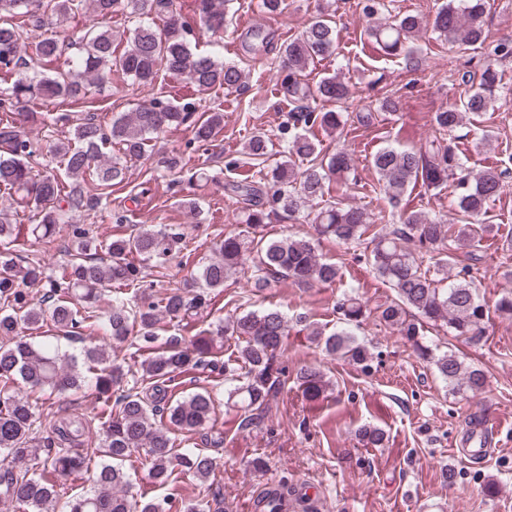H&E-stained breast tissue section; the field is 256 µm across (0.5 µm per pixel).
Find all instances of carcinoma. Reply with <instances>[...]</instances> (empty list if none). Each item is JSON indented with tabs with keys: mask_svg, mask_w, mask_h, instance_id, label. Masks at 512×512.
I'll return each mask as SVG.
<instances>
[{
	"mask_svg": "<svg viewBox=\"0 0 512 512\" xmlns=\"http://www.w3.org/2000/svg\"><path fill=\"white\" fill-rule=\"evenodd\" d=\"M195 2L199 20L208 30H226L233 0ZM89 8L104 20L125 12L135 18L124 52L116 53L112 27L92 26L83 33L79 53L68 69L21 71L28 58L44 65L64 52L57 34L44 31L50 18L62 22ZM381 8V0L362 2L367 19L364 35L373 48L391 56L414 52L413 41L424 30L423 20L405 14L378 22ZM486 12L487 0H444L432 22L438 38L482 50L492 59L479 74L469 70L461 74L460 84L470 90L465 98L434 113L433 125L440 134L461 126L467 114L480 117L495 110L500 100L502 74L494 62L512 59V40L489 39ZM18 15L27 17L26 26L14 23ZM158 19L163 26H157ZM190 32L176 0H0V71L18 75L8 97L0 98V187L19 194L40 217L36 224L17 225L0 216V337L7 339L0 345V497L27 506L28 512H51L49 505L57 491L43 479V472L69 477L88 468L96 457L93 487L68 500L67 512H211L201 500L176 504L170 497L128 495L122 465L140 453L150 464L149 477L160 485L168 484L177 472L208 479L214 459L201 451H179L171 433L206 429L215 400L203 388L175 401V380L202 364L233 381L244 380L230 396L240 398L244 410L239 427L253 426L285 385L278 353L288 336V320L277 308L229 316L209 335L193 339L190 347L182 346L177 338L157 346L159 323L164 318L183 320L212 305L210 290L224 287L226 279L243 271L248 252L256 253L251 280L260 291L287 279L300 288L342 281L340 267L317 254L313 238L288 235L268 240L260 232L273 215L283 212L295 217L304 212L325 196L326 184L333 180L345 183L354 169L347 152L338 150L322 158L314 137L299 132L303 126L315 125L335 131L348 120L342 112L318 107L320 102H346L348 86L336 76L313 84L307 79L310 65L339 54L333 21L325 16L309 22L280 49L277 84L292 105L288 122L281 128L285 160L258 179L246 176L229 182V190L243 203L248 236L224 238L218 257L200 272L204 288L193 297H186L178 287L154 297L146 293L148 285L143 283L141 263H164L186 249L179 228L151 224L132 236H114L104 243L91 235L87 225L76 223L73 212L94 211L102 204V194L86 191L80 183L86 173H95L99 187L124 181L125 166L121 158L109 154L110 146H119L126 158H139L146 153L152 135L187 125L193 131L188 145L196 151L207 150L224 129V113H199L192 102L174 103L165 98L113 117L107 128L86 116L74 126L73 139L49 145L50 152L63 159L65 176L74 181L70 192L63 193L55 173L33 174L30 159L37 151L35 142L12 120L13 108L22 102L36 97L79 99L88 87L112 80L114 72L141 85L152 84L164 70L184 76L198 91L215 86L242 88L243 70L221 61L212 51L191 48ZM267 143L266 135L255 134L246 143L245 154L259 159L266 154ZM294 156L307 160L308 167L295 169ZM370 163L394 206L411 186L438 189L456 179L461 219L457 224H442L419 211L402 210L400 226L372 234L371 248L364 251L366 263L393 290V297L369 311L355 295H344L337 306L336 329L327 332L317 327L311 339L328 355L362 365L370 352L368 342L355 330L371 313L379 323L404 336L452 391L475 396L486 387L485 372L465 364L451 350L440 353L425 344L424 332L430 325L479 348L485 343L490 313L512 319V289L490 307L481 300L471 271L453 273L457 251L478 247L490 232L488 205L500 195L506 174L493 168L475 176L465 173L458 147L438 140L417 150L382 146L371 155ZM160 167L181 181V153L163 157ZM305 218L312 219L318 237L343 245L363 244L371 220L367 210L339 200ZM59 224L70 227L71 240L61 270L49 273L36 254L24 266L16 262L18 236L51 242ZM114 284L138 287L140 294L133 300L116 295L102 311L98 302ZM26 285L43 289L41 302L28 299ZM47 320L65 337L83 343L84 368L51 343H37L24 334ZM102 335L111 347L128 342L137 352L148 354L139 364L142 374L110 360L106 346L100 343ZM216 336L236 339L238 355L227 362L217 359L213 355ZM128 377L132 386L126 388ZM18 379L27 390L11 388ZM298 379L303 394L312 401L329 386L323 373L314 368L303 370ZM46 388L93 389L101 408L102 438L97 447H87V422L78 415L60 418L52 435L37 436L31 393Z\"/></svg>",
	"mask_w": 512,
	"mask_h": 512,
	"instance_id": "obj_1",
	"label": "carcinoma"
}]
</instances>
